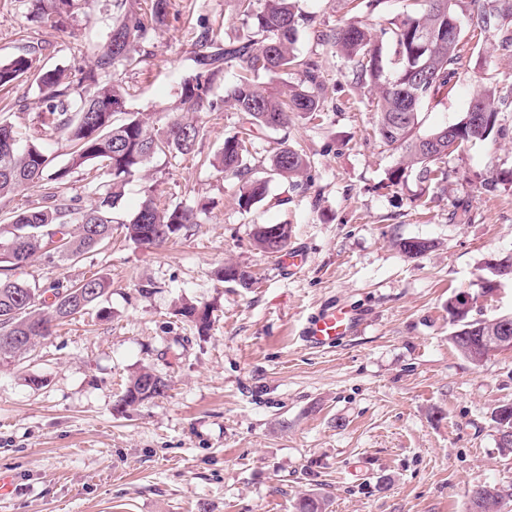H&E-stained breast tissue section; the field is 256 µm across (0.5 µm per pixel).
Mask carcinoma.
<instances>
[{
	"mask_svg": "<svg viewBox=\"0 0 512 512\" xmlns=\"http://www.w3.org/2000/svg\"><path fill=\"white\" fill-rule=\"evenodd\" d=\"M31 2L36 17H51L59 25L65 24L72 7L71 0ZM113 2L121 13L112 17L105 44L94 53L81 92H71L63 72L57 68L34 70L33 61L27 56L0 64V86L34 77L46 102L44 126L64 133L73 145L69 165L55 170L51 179L62 182L71 170L94 161L108 177L99 184L97 201L89 208L76 210L51 195L49 204L38 202L14 212L8 222L9 236L0 237V263L11 268L24 266L42 255L71 263L90 251L107 247L112 241V209L126 179L157 153L176 157L194 153L200 126L186 118V114L219 110L214 89L226 68L238 66L271 81L292 69L303 74L299 84L283 92L270 91L247 77L228 91L227 99L240 113L244 127L224 138L215 164L242 182L239 202L246 209L264 198L267 182L250 178L245 135L255 129L285 126L290 112L324 111L319 66L311 59L299 57L294 49L303 21L296 0H264L259 9L253 8V0H239L252 35L247 40L223 45L207 31L200 34L193 52L195 73L181 84L180 105L184 114L169 120L156 132L137 116L117 121L115 115L125 111L117 68L139 63L134 55L135 45L146 37L149 28L138 13L122 10L124 0ZM413 2L415 10L389 29L392 54L386 63L381 45L359 22H350L327 35L329 44L357 64V81L376 90L377 134L401 154L400 164L390 177L394 185L412 174L424 182L445 179L447 173L441 167L444 160L499 132L501 109L512 106L498 96L496 87L485 86L471 101V106L484 116L469 121L463 117L455 122L459 140L444 135L443 126L417 134L422 103L458 74L465 30H495L501 35V47H512V0H470L471 8L465 0ZM50 163L42 143L34 140L19 145L12 125L0 121V195L35 186L43 180ZM271 167L277 175L293 177L307 169L308 161L300 151L284 145L275 151ZM193 220V210L160 209L148 194L125 224V238L136 245L159 246L179 236ZM274 228L273 224H256L252 233L256 248L271 257L287 248L291 236L289 225L284 236H275ZM55 237L59 245L51 253L45 246ZM398 247L405 256L416 258L430 251L432 244L424 239H404ZM111 287V279L104 275L64 285L57 283L47 290L0 276V361L30 352L41 339L51 335L54 326L97 305ZM47 292L54 300L44 309L40 297ZM181 315L193 321L201 335L210 328L211 313L207 307L184 306ZM470 327L475 324L467 319L456 325L458 332L451 341L471 361L478 351L467 332ZM169 387L165 375L142 369L129 380L120 403L131 407L160 398ZM499 504L497 495L489 493L472 500L471 508L474 512H497ZM328 508L327 499L315 492L301 496L295 504L296 512H327Z\"/></svg>",
	"mask_w": 512,
	"mask_h": 512,
	"instance_id": "carcinoma-1",
	"label": "carcinoma"
}]
</instances>
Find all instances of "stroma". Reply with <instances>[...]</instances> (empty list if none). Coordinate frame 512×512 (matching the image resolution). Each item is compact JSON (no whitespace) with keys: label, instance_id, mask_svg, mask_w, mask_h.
Instances as JSON below:
<instances>
[{"label":"stroma","instance_id":"1","mask_svg":"<svg viewBox=\"0 0 512 512\" xmlns=\"http://www.w3.org/2000/svg\"><path fill=\"white\" fill-rule=\"evenodd\" d=\"M306 17L295 45L323 75L320 117L291 113L248 146L265 198L240 208V183L208 164L234 135L231 107L200 112L195 153L158 154L135 171L112 211V244L79 261L38 257L11 276L44 289L98 273L112 281L100 308L60 326L0 368V473L13 490L0 512H295L309 491L328 512H469L483 486L512 490V454L498 446L495 408L512 405V350L476 365L453 347L448 302L471 301L472 320L512 314V112L501 130L452 155L448 177L388 183L399 154L375 133L370 87L327 42L351 21L349 0H298ZM413 9L381 0L360 15L375 40ZM112 21V0H74L65 26L40 23L29 0H0V62L30 54L65 69L80 90ZM221 42L250 29L237 0H169L166 23L137 47L125 71V110L149 127L179 111L201 31ZM463 69L424 101L421 132L457 122L485 80L512 86V50L496 33H468ZM43 94L29 80L0 87V118L21 140L40 130ZM309 160L302 177L274 174L279 141ZM102 170H73L0 196V222L50 192L94 204ZM493 189H485L487 181ZM193 208L194 224L160 248L123 239L146 195ZM291 224L285 254L255 249L257 224ZM431 241L409 258L400 240ZM304 254V267L289 255ZM234 265L243 288L218 276ZM496 282L484 294L486 282ZM207 306L199 334L179 315ZM363 315L355 335L312 349L302 331L320 310ZM143 368L166 373L165 397L126 408L119 399Z\"/></svg>","mask_w":512,"mask_h":512}]
</instances>
